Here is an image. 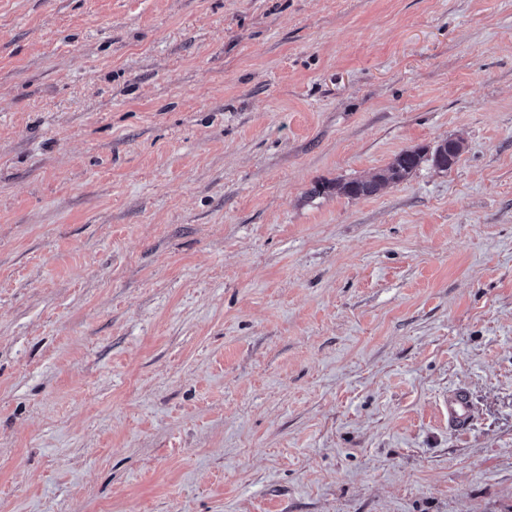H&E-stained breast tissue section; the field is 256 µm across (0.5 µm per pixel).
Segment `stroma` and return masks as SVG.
I'll list each match as a JSON object with an SVG mask.
<instances>
[{
	"label": "stroma",
	"mask_w": 512,
	"mask_h": 512,
	"mask_svg": "<svg viewBox=\"0 0 512 512\" xmlns=\"http://www.w3.org/2000/svg\"><path fill=\"white\" fill-rule=\"evenodd\" d=\"M0 512H512V0H0ZM444 141L448 142V145L445 148L442 145L435 148L432 159L437 167L447 170L459 159L463 151V145L457 139ZM423 158V150L420 148L402 150L375 177L367 180L336 181L327 185L326 189L349 198L372 196L385 185L405 180L418 168ZM448 409V425L463 427L470 422L471 408L467 395L463 392L453 393L445 400Z\"/></svg>",
	"instance_id": "1"
}]
</instances>
